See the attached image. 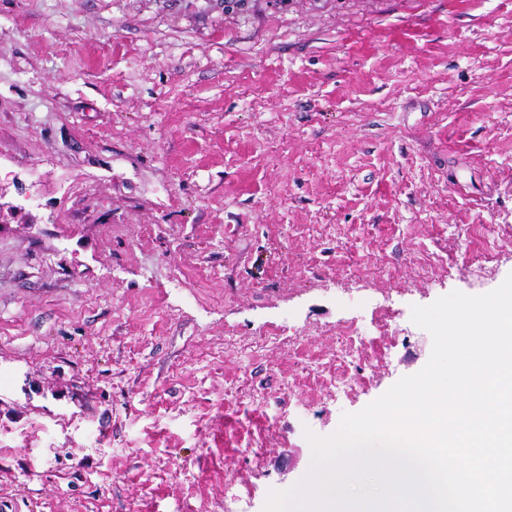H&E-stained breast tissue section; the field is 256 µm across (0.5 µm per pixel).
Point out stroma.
<instances>
[{
	"instance_id": "stroma-1",
	"label": "stroma",
	"mask_w": 512,
	"mask_h": 512,
	"mask_svg": "<svg viewBox=\"0 0 512 512\" xmlns=\"http://www.w3.org/2000/svg\"><path fill=\"white\" fill-rule=\"evenodd\" d=\"M0 176V501L263 512L512 274V0H0ZM371 339L372 336H367L365 331H358L357 328H354L351 334L345 338V348L336 352V361H344L351 352L365 354L367 344H369Z\"/></svg>"
}]
</instances>
